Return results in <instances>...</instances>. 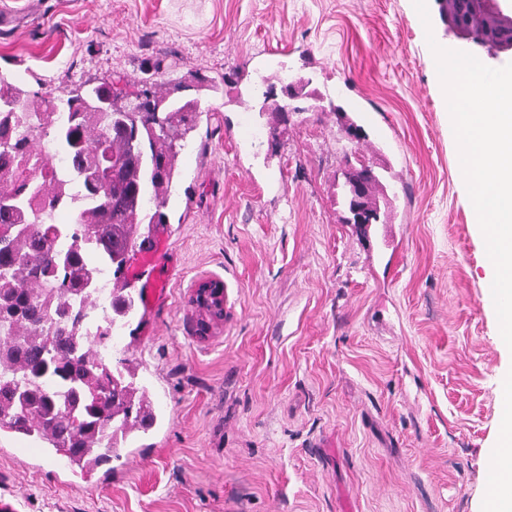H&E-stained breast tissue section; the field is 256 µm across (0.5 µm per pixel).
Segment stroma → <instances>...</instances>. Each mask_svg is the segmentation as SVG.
<instances>
[{
  "mask_svg": "<svg viewBox=\"0 0 512 512\" xmlns=\"http://www.w3.org/2000/svg\"><path fill=\"white\" fill-rule=\"evenodd\" d=\"M440 0H0V70L31 93L182 86L200 116L159 225V302L115 340L157 421L109 469L0 433L10 512H485L512 375L427 36ZM299 77L287 121L261 93ZM358 125L363 137L349 133ZM380 177L350 224L344 174ZM224 285L196 332L193 291Z\"/></svg>",
  "mask_w": 512,
  "mask_h": 512,
  "instance_id": "stroma-1",
  "label": "stroma"
}]
</instances>
